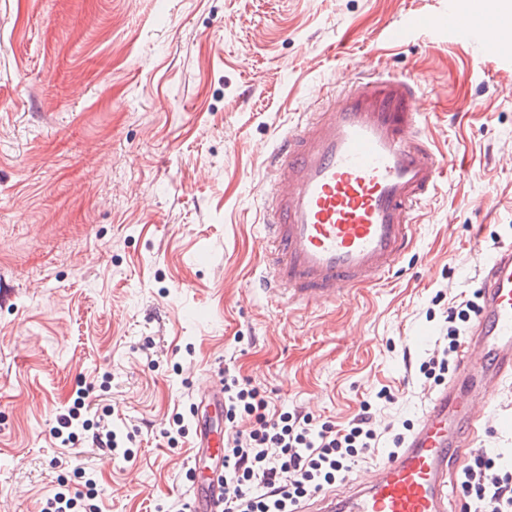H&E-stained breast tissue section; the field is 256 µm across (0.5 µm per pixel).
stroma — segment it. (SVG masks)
I'll use <instances>...</instances> for the list:
<instances>
[{"mask_svg":"<svg viewBox=\"0 0 512 512\" xmlns=\"http://www.w3.org/2000/svg\"><path fill=\"white\" fill-rule=\"evenodd\" d=\"M448 0H0V501L41 512L93 470L102 512L189 501L198 392L234 369L277 409L372 419L385 462L439 383L452 297L479 292L512 240V61L435 25ZM412 15L430 26L405 27ZM404 26L401 43L385 39ZM410 78L420 127L465 176L414 218L412 246L375 286L292 307L255 289L277 134L372 71ZM131 433L129 459L60 414ZM476 443L512 462V385L491 383ZM186 432L175 436L176 417Z\"/></svg>","mask_w":512,"mask_h":512,"instance_id":"stroma-1","label":"stroma"}]
</instances>
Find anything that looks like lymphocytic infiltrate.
Wrapping results in <instances>:
<instances>
[{
  "instance_id": "lymphocytic-infiltrate-1",
  "label": "lymphocytic infiltrate",
  "mask_w": 512,
  "mask_h": 512,
  "mask_svg": "<svg viewBox=\"0 0 512 512\" xmlns=\"http://www.w3.org/2000/svg\"><path fill=\"white\" fill-rule=\"evenodd\" d=\"M441 358L420 367L424 376L447 374L477 312L470 299H456ZM224 419L246 417L224 448L223 512H297L302 501L345 476L361 455L377 448L369 403L346 425L318 422L296 411H279L265 391L232 372L224 374ZM456 488L469 512H512V469L477 453L460 468Z\"/></svg>"
}]
</instances>
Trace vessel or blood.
<instances>
[{
	"mask_svg": "<svg viewBox=\"0 0 512 512\" xmlns=\"http://www.w3.org/2000/svg\"><path fill=\"white\" fill-rule=\"evenodd\" d=\"M483 0H449L441 25L460 43L512 57V40L477 27ZM413 80L372 73L343 88L328 111L284 136L273 154L262 226L260 287L291 305H323L380 281L413 243L411 217L450 176L419 126ZM481 307L448 385L430 399L403 448L372 479L328 493L310 512H448V472L491 412L486 378L512 382V244L496 247L480 277ZM193 512H219L224 484L193 494Z\"/></svg>",
	"mask_w": 512,
	"mask_h": 512,
	"instance_id": "b4317fda",
	"label": "vessel or blood"
}]
</instances>
